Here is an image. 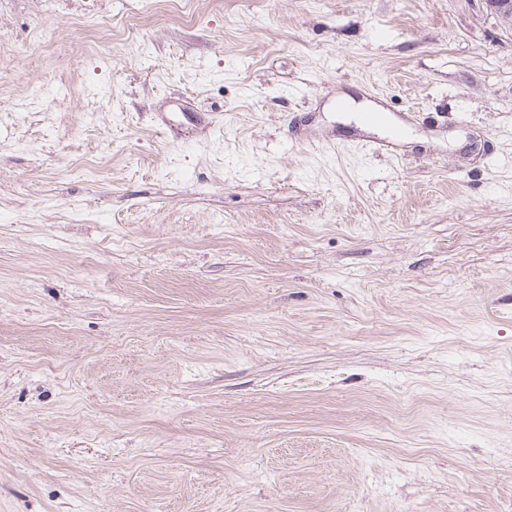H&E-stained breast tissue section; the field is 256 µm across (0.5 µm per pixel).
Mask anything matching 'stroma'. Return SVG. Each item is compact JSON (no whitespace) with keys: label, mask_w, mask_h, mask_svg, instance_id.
<instances>
[{"label":"stroma","mask_w":512,"mask_h":512,"mask_svg":"<svg viewBox=\"0 0 512 512\" xmlns=\"http://www.w3.org/2000/svg\"><path fill=\"white\" fill-rule=\"evenodd\" d=\"M0 512H512L494 0H0Z\"/></svg>","instance_id":"obj_1"}]
</instances>
